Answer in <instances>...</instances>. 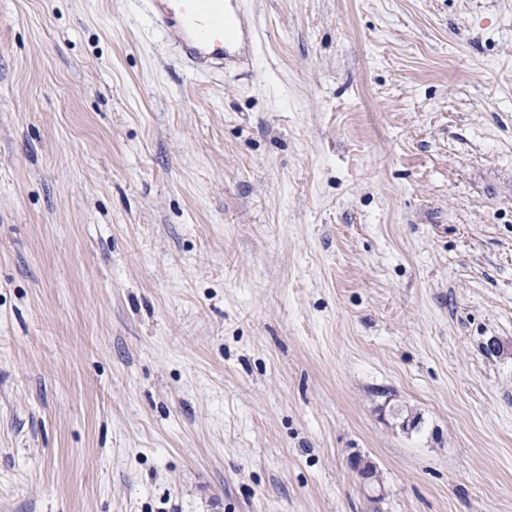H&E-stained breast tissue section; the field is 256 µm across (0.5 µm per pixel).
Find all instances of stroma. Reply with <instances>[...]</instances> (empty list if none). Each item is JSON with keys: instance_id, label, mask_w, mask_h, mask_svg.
I'll return each mask as SVG.
<instances>
[{"instance_id": "obj_1", "label": "stroma", "mask_w": 512, "mask_h": 512, "mask_svg": "<svg viewBox=\"0 0 512 512\" xmlns=\"http://www.w3.org/2000/svg\"><path fill=\"white\" fill-rule=\"evenodd\" d=\"M238 6L0 0V512H512V0ZM159 27L174 36L181 57L196 72L223 71L237 43L253 32L237 8L224 0H150Z\"/></svg>"}]
</instances>
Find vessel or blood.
Instances as JSON below:
<instances>
[{"mask_svg":"<svg viewBox=\"0 0 512 512\" xmlns=\"http://www.w3.org/2000/svg\"><path fill=\"white\" fill-rule=\"evenodd\" d=\"M159 27L171 33L181 57L196 72L223 69L232 48L253 32L225 0H150Z\"/></svg>","mask_w":512,"mask_h":512,"instance_id":"vessel-or-blood-1","label":"vessel or blood"}]
</instances>
